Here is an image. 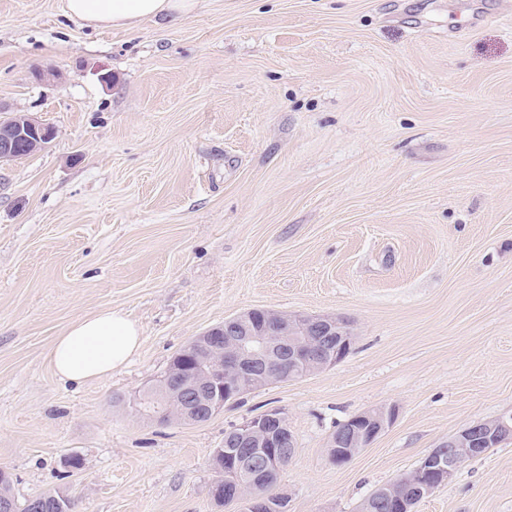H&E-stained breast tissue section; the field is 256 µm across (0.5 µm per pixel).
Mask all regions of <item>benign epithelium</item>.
<instances>
[{"instance_id":"obj_1","label":"benign epithelium","mask_w":512,"mask_h":512,"mask_svg":"<svg viewBox=\"0 0 512 512\" xmlns=\"http://www.w3.org/2000/svg\"><path fill=\"white\" fill-rule=\"evenodd\" d=\"M56 130L29 116L0 122V162L24 159L44 149ZM356 336L350 325L331 315H291L250 310L196 337L194 362L180 366L168 379L171 408L187 421L198 409L211 417L224 403L257 385L267 386L276 369L288 361V378H301L339 362ZM396 417V408L367 410L350 418L328 440L330 448H367ZM512 438V418L473 422L428 454L422 465L388 485L414 487L413 496H391L394 512H410L411 504L452 480L461 463L476 449ZM295 438L286 419L268 412L224 433V461L242 480L224 490L226 503L248 502L250 512H266L263 498H244L260 472L276 468L295 453Z\"/></svg>"}]
</instances>
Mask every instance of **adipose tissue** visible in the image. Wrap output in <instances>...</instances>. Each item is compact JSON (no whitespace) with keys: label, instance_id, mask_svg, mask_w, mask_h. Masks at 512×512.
Returning <instances> with one entry per match:
<instances>
[{"label":"adipose tissue","instance_id":"ef3b65f1","mask_svg":"<svg viewBox=\"0 0 512 512\" xmlns=\"http://www.w3.org/2000/svg\"><path fill=\"white\" fill-rule=\"evenodd\" d=\"M66 5L69 15L84 23L130 28L144 19H179L196 10L199 0H67ZM140 345L136 321L122 311L102 309L57 336L48 361L61 381L83 384L110 376Z\"/></svg>","mask_w":512,"mask_h":512}]
</instances>
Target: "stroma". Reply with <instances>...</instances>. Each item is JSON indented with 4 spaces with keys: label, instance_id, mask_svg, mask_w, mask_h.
<instances>
[{
    "label": "stroma",
    "instance_id": "1",
    "mask_svg": "<svg viewBox=\"0 0 512 512\" xmlns=\"http://www.w3.org/2000/svg\"><path fill=\"white\" fill-rule=\"evenodd\" d=\"M0 0V111L52 125L0 166V469L74 512H241L213 497L226 431L286 418L284 512H358L469 423L512 414V0H200L131 29ZM123 310L122 368L48 354ZM249 309L332 315L338 363L151 422L136 405ZM398 414L349 461L336 426ZM413 512H512V439ZM140 345L136 321L122 311L102 309L76 320L57 336L48 361L61 381L84 384L110 376Z\"/></svg>",
    "mask_w": 512,
    "mask_h": 512
}]
</instances>
